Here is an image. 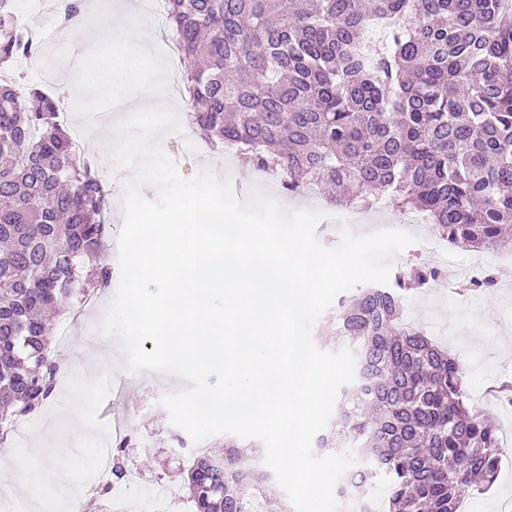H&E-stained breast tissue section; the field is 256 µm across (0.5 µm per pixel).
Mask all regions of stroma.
Returning a JSON list of instances; mask_svg holds the SVG:
<instances>
[{
    "instance_id": "obj_1",
    "label": "stroma",
    "mask_w": 512,
    "mask_h": 512,
    "mask_svg": "<svg viewBox=\"0 0 512 512\" xmlns=\"http://www.w3.org/2000/svg\"><path fill=\"white\" fill-rule=\"evenodd\" d=\"M30 0H16L19 22L35 26L43 35L36 57L18 62L12 69L21 92L39 89L58 95L63 82L74 80L72 67L74 42L60 26L58 11L31 13ZM218 169L226 172L239 198L260 192L287 204L289 210H311L312 200L290 195L278 179L254 174L251 167L219 158ZM382 228L402 230L416 236L415 244L400 254L392 267L399 273L415 265H427V245L436 238L432 225L413 222L411 215L385 201L383 207L370 211L367 219L353 225L355 234L363 235ZM474 251L459 249L456 270L444 276L440 288L425 287L416 292L404 309L406 320L417 325L457 359L463 387L472 406L496 420L499 431L512 430V406L497 401L494 388L500 380L512 379V261L489 263L487 270L497 278L494 288L470 291L462 286L457 271L471 263ZM115 359L107 373L101 374L91 397L87 417L99 433H107L109 423L101 416L103 405L115 401L119 414L130 424V445L125 450L127 464L138 467L148 487L161 486L185 495L186 463L175 446L182 428L172 424L161 399L178 390L183 382L177 378L151 372H128L125 353L119 338H112ZM123 375L126 384L121 395H114L110 380ZM501 465L492 486L472 488L468 512H501L502 502H512V447L501 448ZM45 476L39 484L23 490L10 488L0 479V512H95L88 501L67 499L52 477L54 459L44 456Z\"/></svg>"
}]
</instances>
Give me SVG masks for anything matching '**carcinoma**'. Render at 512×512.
Instances as JSON below:
<instances>
[{"label":"carcinoma","mask_w":512,"mask_h":512,"mask_svg":"<svg viewBox=\"0 0 512 512\" xmlns=\"http://www.w3.org/2000/svg\"><path fill=\"white\" fill-rule=\"evenodd\" d=\"M179 45L189 123L209 145L232 143L284 185L334 190L370 206L393 197L452 245L490 249L512 224V0H166ZM0 0V66L38 51ZM68 25L79 0H61ZM380 26L387 47L366 33ZM0 81V427L51 396L56 366L48 310L68 312L111 286L95 259L106 193L93 160L56 120L60 101ZM436 271L416 267L386 287L339 299L336 336L354 380L316 437L315 454L350 451L342 498L376 512H459L475 483L495 482L498 429L466 400L459 365L405 324L407 293ZM224 438L194 455L193 512H292L271 474Z\"/></svg>","instance_id":"carcinoma-1"}]
</instances>
